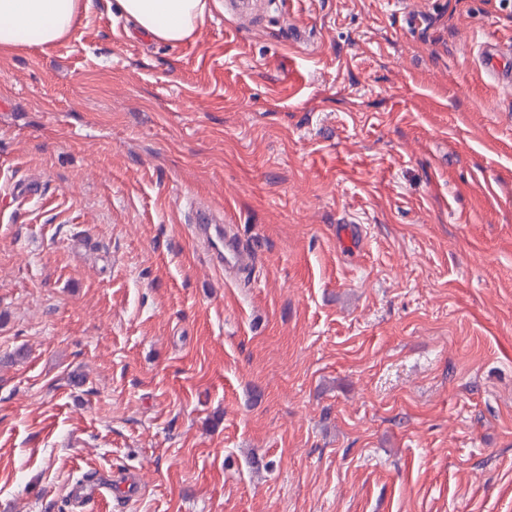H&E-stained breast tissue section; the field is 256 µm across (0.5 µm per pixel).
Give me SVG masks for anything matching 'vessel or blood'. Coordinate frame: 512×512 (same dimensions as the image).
Here are the masks:
<instances>
[{
  "label": "vessel or blood",
  "instance_id": "b4317fda",
  "mask_svg": "<svg viewBox=\"0 0 512 512\" xmlns=\"http://www.w3.org/2000/svg\"><path fill=\"white\" fill-rule=\"evenodd\" d=\"M482 56L484 70L489 77L502 81L512 78V71L508 70L504 51L499 45H486ZM185 208L194 235L207 244L210 262L214 268L234 273L249 265V248L241 240L225 232L223 217L217 216L211 210L197 207L191 201L186 203ZM115 487L123 491L124 498L128 501L138 498L142 489L135 475L119 472L113 474L111 482L107 484L76 485L72 489V495L75 502L81 504L105 496Z\"/></svg>",
  "mask_w": 512,
  "mask_h": 512
}]
</instances>
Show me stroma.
Instances as JSON below:
<instances>
[{
  "label": "stroma",
  "mask_w": 512,
  "mask_h": 512,
  "mask_svg": "<svg viewBox=\"0 0 512 512\" xmlns=\"http://www.w3.org/2000/svg\"><path fill=\"white\" fill-rule=\"evenodd\" d=\"M85 2L0 53V512H119L69 495L117 469L120 512H512V7L255 0L173 45ZM506 53L511 54V50L509 49L505 52L497 44H487L485 46L482 52L483 64L484 70L489 77L498 81L511 78L512 74L509 73L507 68V59L503 58ZM185 208L194 235L207 244L214 268L235 273L249 265L251 251L241 240L224 232L223 216L197 207L193 201H188ZM112 486L119 487L124 495L125 501H132L141 494V483L137 477L130 473L119 472L112 476V483L107 484H86L75 485L71 490L77 504H83L85 500H93L103 497L112 492Z\"/></svg>",
  "instance_id": "stroma-1"
}]
</instances>
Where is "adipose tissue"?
I'll list each match as a JSON object with an SVG mask.
<instances>
[{
  "label": "adipose tissue",
  "instance_id": "obj_1",
  "mask_svg": "<svg viewBox=\"0 0 512 512\" xmlns=\"http://www.w3.org/2000/svg\"><path fill=\"white\" fill-rule=\"evenodd\" d=\"M121 14L154 39L178 44L202 21L207 0H116ZM83 0H0V51L63 39L81 15Z\"/></svg>",
  "mask_w": 512,
  "mask_h": 512
}]
</instances>
